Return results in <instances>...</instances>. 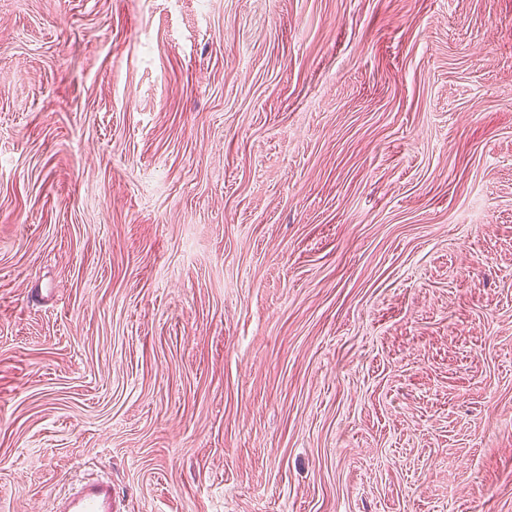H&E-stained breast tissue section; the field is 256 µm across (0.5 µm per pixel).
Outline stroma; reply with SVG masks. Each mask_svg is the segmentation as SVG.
Wrapping results in <instances>:
<instances>
[{
    "instance_id": "35a3bbf8",
    "label": "stroma",
    "mask_w": 512,
    "mask_h": 512,
    "mask_svg": "<svg viewBox=\"0 0 512 512\" xmlns=\"http://www.w3.org/2000/svg\"><path fill=\"white\" fill-rule=\"evenodd\" d=\"M512 512V0H0V512ZM52 512H113L112 482H88L74 493L61 499L55 498Z\"/></svg>"
}]
</instances>
